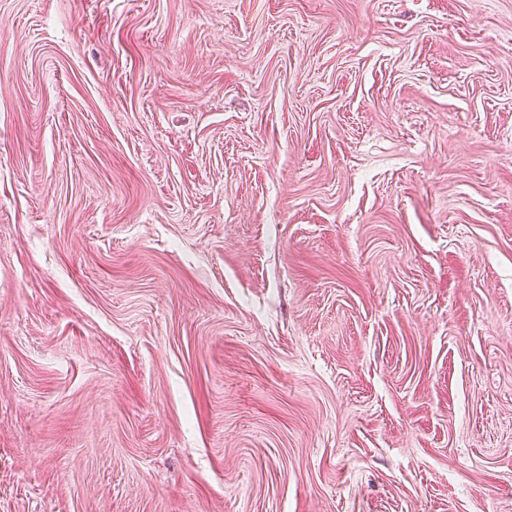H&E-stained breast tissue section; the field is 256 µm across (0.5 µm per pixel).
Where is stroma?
<instances>
[{
  "label": "stroma",
  "instance_id": "obj_1",
  "mask_svg": "<svg viewBox=\"0 0 512 512\" xmlns=\"http://www.w3.org/2000/svg\"><path fill=\"white\" fill-rule=\"evenodd\" d=\"M0 512H512V0H0Z\"/></svg>",
  "mask_w": 512,
  "mask_h": 512
}]
</instances>
